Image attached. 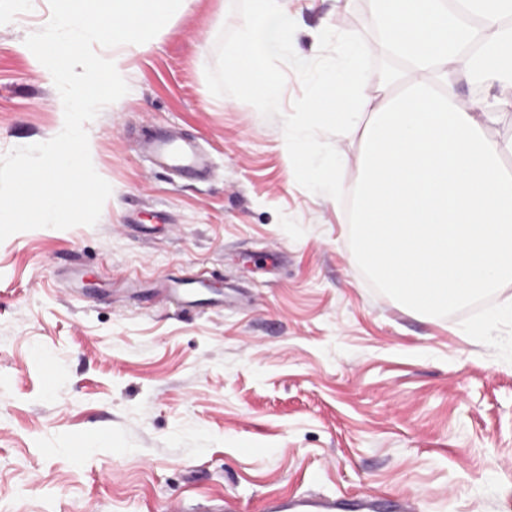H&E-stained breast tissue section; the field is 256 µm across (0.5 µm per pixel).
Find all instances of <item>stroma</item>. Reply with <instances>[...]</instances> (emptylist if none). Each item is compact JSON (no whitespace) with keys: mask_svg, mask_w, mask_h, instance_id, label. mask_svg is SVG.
Returning a JSON list of instances; mask_svg holds the SVG:
<instances>
[{"mask_svg":"<svg viewBox=\"0 0 512 512\" xmlns=\"http://www.w3.org/2000/svg\"><path fill=\"white\" fill-rule=\"evenodd\" d=\"M230 2L183 0L122 61L128 93L86 126L112 187L98 223L0 242V512H262L314 489L512 512V283L434 317L375 292L345 206L297 184L280 117L209 92L217 35L241 21ZM287 7L299 57L329 27L383 59L368 0ZM50 15L0 0V155L60 130L24 43ZM169 129L211 154L208 179L140 154ZM191 273L235 304L186 312L126 289Z\"/></svg>","mask_w":512,"mask_h":512,"instance_id":"obj_1","label":"stroma"}]
</instances>
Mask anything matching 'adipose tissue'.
I'll return each mask as SVG.
<instances>
[{
	"label": "adipose tissue",
	"instance_id": "obj_1",
	"mask_svg": "<svg viewBox=\"0 0 512 512\" xmlns=\"http://www.w3.org/2000/svg\"><path fill=\"white\" fill-rule=\"evenodd\" d=\"M386 56L369 79L348 42L309 105L359 139L352 221L385 291L421 312L458 308L512 281V0H368ZM485 90L462 106L458 76Z\"/></svg>",
	"mask_w": 512,
	"mask_h": 512
}]
</instances>
